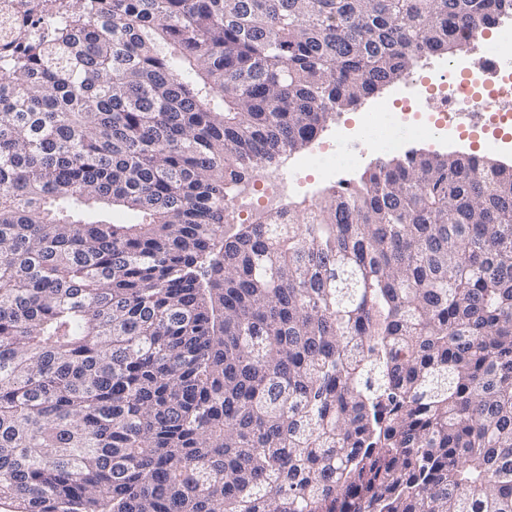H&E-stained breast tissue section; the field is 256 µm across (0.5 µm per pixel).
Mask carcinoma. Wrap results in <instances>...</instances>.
Instances as JSON below:
<instances>
[{"label": "carcinoma", "mask_w": 512, "mask_h": 512, "mask_svg": "<svg viewBox=\"0 0 512 512\" xmlns=\"http://www.w3.org/2000/svg\"><path fill=\"white\" fill-rule=\"evenodd\" d=\"M511 7L0 18V512H512V166L411 152L223 237L262 164Z\"/></svg>", "instance_id": "obj_1"}]
</instances>
